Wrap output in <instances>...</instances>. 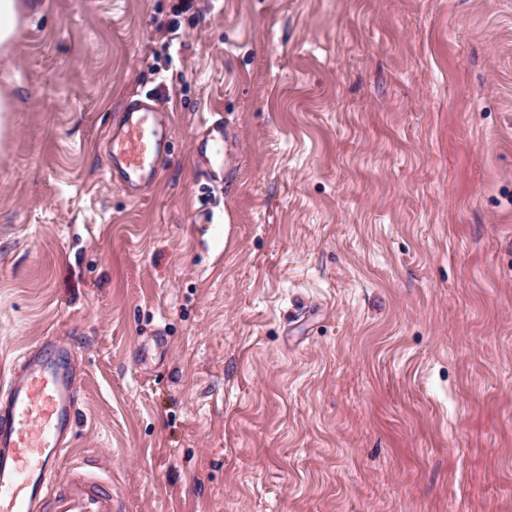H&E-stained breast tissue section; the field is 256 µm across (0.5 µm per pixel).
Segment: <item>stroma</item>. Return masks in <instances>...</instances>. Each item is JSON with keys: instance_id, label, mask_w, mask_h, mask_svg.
<instances>
[{"instance_id": "stroma-1", "label": "stroma", "mask_w": 512, "mask_h": 512, "mask_svg": "<svg viewBox=\"0 0 512 512\" xmlns=\"http://www.w3.org/2000/svg\"><path fill=\"white\" fill-rule=\"evenodd\" d=\"M178 3L42 0L0 67V399L71 345L114 512H512V0ZM151 94L147 101L137 100L112 127L109 179L131 192L152 182L161 158L169 149V119Z\"/></svg>"}]
</instances>
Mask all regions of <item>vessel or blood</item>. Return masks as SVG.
Segmentation results:
<instances>
[{
	"label": "vessel or blood",
	"instance_id": "b4317fda",
	"mask_svg": "<svg viewBox=\"0 0 512 512\" xmlns=\"http://www.w3.org/2000/svg\"><path fill=\"white\" fill-rule=\"evenodd\" d=\"M169 133V119L155 100L133 103L112 128L110 179L132 192L152 182ZM72 358L70 347L52 339L10 372L0 407V512H113L111 490L84 472H70L54 492L45 490L73 437Z\"/></svg>",
	"mask_w": 512,
	"mask_h": 512
}]
</instances>
